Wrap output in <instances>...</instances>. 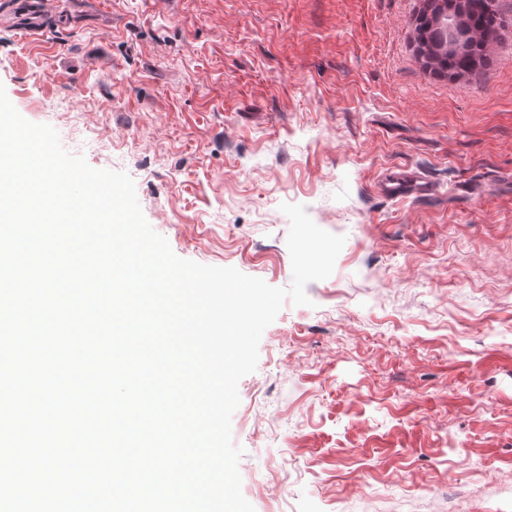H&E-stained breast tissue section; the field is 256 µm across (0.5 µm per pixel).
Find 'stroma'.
<instances>
[{
    "mask_svg": "<svg viewBox=\"0 0 512 512\" xmlns=\"http://www.w3.org/2000/svg\"><path fill=\"white\" fill-rule=\"evenodd\" d=\"M422 0H0V84L126 171L180 258L292 279L284 203L345 236L238 385L255 512H512V0L426 68ZM415 175L424 194L386 196Z\"/></svg>",
    "mask_w": 512,
    "mask_h": 512,
    "instance_id": "35a3bbf8",
    "label": "stroma"
}]
</instances>
